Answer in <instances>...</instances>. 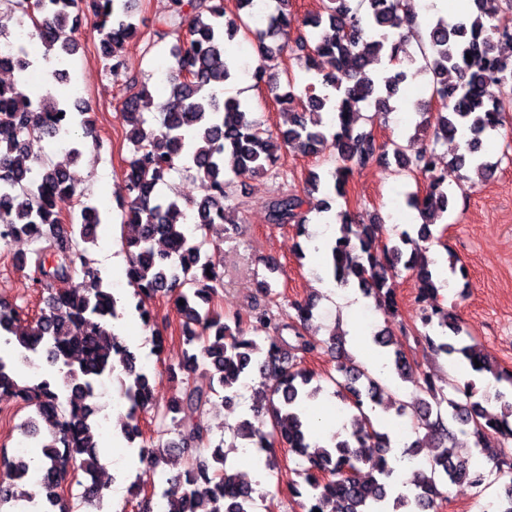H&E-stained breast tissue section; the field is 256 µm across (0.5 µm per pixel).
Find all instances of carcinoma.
Listing matches in <instances>:
<instances>
[{"label": "carcinoma", "mask_w": 512, "mask_h": 512, "mask_svg": "<svg viewBox=\"0 0 512 512\" xmlns=\"http://www.w3.org/2000/svg\"><path fill=\"white\" fill-rule=\"evenodd\" d=\"M254 2L236 0V14L230 16L224 0H168L153 32L160 40L175 37L170 48L171 99L160 106V127L146 126L144 108L151 95L143 86L130 91L119 109L125 139L132 145L121 210L122 223L136 226L135 234L122 238L135 308L146 327L152 320L151 301L157 297L172 298L181 316L184 388L163 411V416H171L176 435L172 440L163 439L162 429L155 437L143 438L140 415L156 407L150 376L138 355L109 330L122 314L109 281L90 258L102 217L87 223L90 205L81 201L68 167L35 159L28 151L30 137L39 134L65 140L70 158L77 159L85 138L96 134L87 117L89 106L49 91L33 99L15 83L0 84V241L14 233L30 238L34 248L16 257V265L30 270L33 280L49 292L45 307L26 320L0 300V333L14 337L18 363L41 353L63 372L60 385L44 374L24 380L23 370L0 356V397L31 408L19 425L22 436L41 437L44 423L51 429L39 462L42 478L34 491L24 484L31 463L0 454V512H31L29 505L53 512L65 504L62 484L73 467L84 477L78 482L81 498L103 508L104 493L95 479L102 469L95 441L100 428L95 390L104 376L117 371L126 377L123 396L129 407L121 434L130 445L142 440L139 460L157 467L172 448L195 453L190 467L174 479L179 489L162 494L166 512H252L255 489L225 468V441L213 442L202 421L185 413L203 414L215 396L233 402L238 385L256 373L262 382L255 390L252 417L239 421L233 434L244 441L243 447L265 454L264 465L270 470L278 448L300 459L305 487L295 485L291 492L305 498L302 512H438L441 487L468 481L479 488L486 477L483 472L476 478L468 461L448 452L459 432L472 437L477 447L489 436L498 439L499 452L489 473L504 482L489 508L512 512V372L498 369L457 315L436 303L447 285L436 261L419 248L404 251L415 237L435 238L437 222L448 213L454 190L439 173V142L465 137V152L448 160L468 171L465 181L483 183L495 175L497 164L486 159L485 146L494 133L512 127V98L492 92L512 85V59L498 50L499 40H512V0H468L469 10L455 22L439 17L421 35L418 50L431 73L432 89L429 101L418 110L417 129L433 132L432 144L413 156L395 142L378 141L373 129L357 127L366 107H374L371 125L393 111L390 100L409 78L403 62L410 53L404 34L397 31L401 21L410 25L414 19L409 13L399 16L404 0H326L325 14L304 20L310 32L293 38L297 19L288 9L289 0H277L275 8L268 9L267 25L255 28L249 23L256 18ZM136 5L137 0H62L61 11L49 13L43 0H10V7L0 11V41L11 37L9 23L25 20L30 35L56 52L61 63L80 48L75 30L83 18L99 31L101 57L117 78L124 65L112 55V44L140 39L133 21ZM241 33L257 43L253 76L288 114L284 130L264 126L252 117L248 104L224 97V87L242 71L226 55L224 44ZM288 42L312 74V82L302 90L289 76L281 81V74L287 73L281 69V53ZM325 59L331 63L329 72L321 69ZM325 113L332 115L329 126L323 121ZM290 147L305 155H326L335 164L324 177L310 173L304 194L281 192L267 202V222L290 224L299 234L305 233L310 212L328 213L331 196L346 195L355 168L391 155L398 169L427 177L425 193L408 197L422 223L391 243L382 242V225L360 224L347 210L337 213L330 220L339 225L330 246L331 273L342 285L355 280L360 291L374 298L385 327L373 340L385 349L386 366L397 380L416 381L413 365L391 329L398 303L390 280L400 263L417 283L416 318L423 328L419 338L435 357H459L473 372L489 373L495 380L494 399L501 407L497 415L485 407L486 396H477L475 381L461 384L450 375L444 380L445 394L435 387L431 374H423L420 390L430 400L420 398L412 408L415 438L401 459L423 454L425 460L408 492L395 497L390 494V437L373 421L387 387L347 351L344 335L333 332L323 341L305 335L315 317V299L291 302L285 322L265 305H250L248 317L279 332L266 345L246 336L241 316L222 317L211 309L222 278L206 249L208 233L238 230L241 202L234 177L268 171ZM173 171L194 173L209 192L185 207L161 197L157 187ZM78 272L86 281L83 292L61 287ZM284 330L292 335H280ZM323 348L336 353V374L328 380L332 395L353 412V427L333 434L322 451L311 453L309 449L319 444L311 441L306 409L324 387L312 385L314 373L302 363ZM477 361L482 366H475Z\"/></svg>", "instance_id": "carcinoma-1"}]
</instances>
